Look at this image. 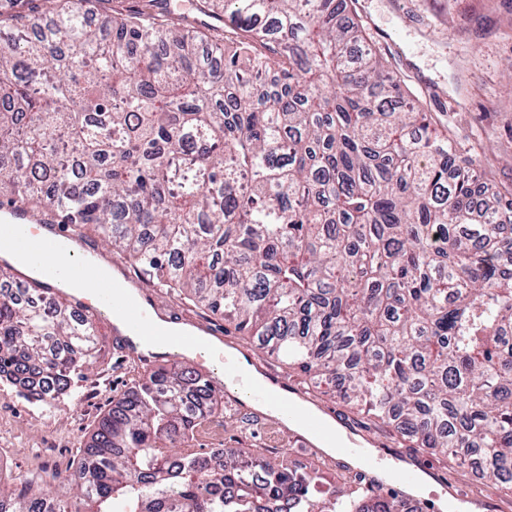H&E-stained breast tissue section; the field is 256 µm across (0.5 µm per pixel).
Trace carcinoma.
I'll return each instance as SVG.
<instances>
[{"mask_svg": "<svg viewBox=\"0 0 512 512\" xmlns=\"http://www.w3.org/2000/svg\"><path fill=\"white\" fill-rule=\"evenodd\" d=\"M0 37V206L104 235L416 447L512 484V205L461 159L347 0H164L90 24L92 0H17ZM0 297V380L66 391L93 321L45 289ZM216 388L158 366L80 449L76 497L0 512H405L383 486L323 492L259 448L192 447ZM327 497H321V494Z\"/></svg>", "mask_w": 512, "mask_h": 512, "instance_id": "obj_1", "label": "carcinoma"}]
</instances>
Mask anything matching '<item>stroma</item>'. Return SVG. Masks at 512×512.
<instances>
[{
    "label": "stroma",
    "instance_id": "1",
    "mask_svg": "<svg viewBox=\"0 0 512 512\" xmlns=\"http://www.w3.org/2000/svg\"><path fill=\"white\" fill-rule=\"evenodd\" d=\"M350 15L365 30L367 43L415 95L423 111L447 126L464 152L485 151L497 160L490 187L512 188V80L503 73L512 60V0H354ZM107 335L83 364L81 379L69 394L47 407L19 389L0 384V488L10 491L30 477L47 492L69 499L82 448L99 418L147 372ZM374 453L385 462L423 460L435 477L427 478L418 498L424 505L449 501V487L463 496L487 498L488 512H512V493L488 477H473L450 467L442 457L414 448H397L388 429L374 430ZM194 444L213 448H264L269 457L319 469L327 482L341 485L356 465L295 449L282 431L257 426L251 412L221 409L195 434ZM61 448V473L39 449Z\"/></svg>",
    "mask_w": 512,
    "mask_h": 512
}]
</instances>
